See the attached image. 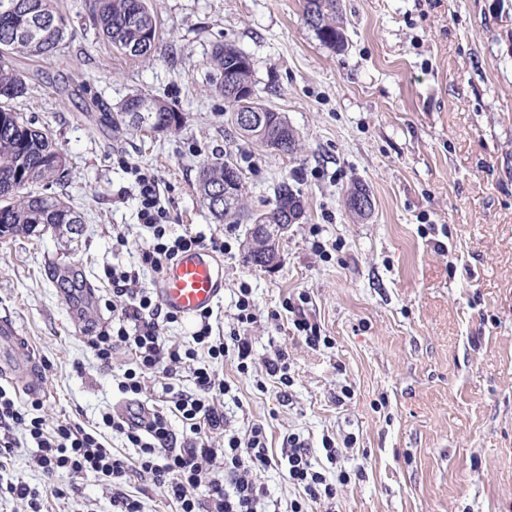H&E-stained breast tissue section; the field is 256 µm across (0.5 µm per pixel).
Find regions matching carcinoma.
Returning <instances> with one entry per match:
<instances>
[{
    "label": "carcinoma",
    "mask_w": 512,
    "mask_h": 512,
    "mask_svg": "<svg viewBox=\"0 0 512 512\" xmlns=\"http://www.w3.org/2000/svg\"><path fill=\"white\" fill-rule=\"evenodd\" d=\"M0 234H33L38 229H63L70 234L82 230L83 218L57 196L31 190L39 184L57 183L65 178L66 158L48 134L14 110V103L28 91L27 76L15 69L12 59L19 55L49 59L63 48L66 26L55 0H0ZM342 0H303L306 23L316 36L333 49L345 45L340 26ZM89 20L98 35L112 48L131 58L154 56L157 22L147 0H89ZM215 74L210 84L230 112L239 101L224 93V81L243 90L254 87L253 64L234 43H219L213 48ZM256 112L268 115L272 132L289 129L286 117L259 104ZM146 112L154 128L168 133L177 129L181 115L172 104L141 94L129 96L120 112L105 113L112 125L141 130L124 118L126 114ZM236 168L231 162L207 163L200 170L197 192L200 201L219 223L241 224L251 213L240 207L224 209V169Z\"/></svg>",
    "instance_id": "cac0c4a2"
}]
</instances>
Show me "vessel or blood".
Masks as SVG:
<instances>
[{
  "instance_id": "b4317fda",
  "label": "vessel or blood",
  "mask_w": 512,
  "mask_h": 512,
  "mask_svg": "<svg viewBox=\"0 0 512 512\" xmlns=\"http://www.w3.org/2000/svg\"><path fill=\"white\" fill-rule=\"evenodd\" d=\"M159 304L179 317L190 319L212 309L224 294V259L216 252L194 248L182 253L168 264L156 282ZM66 304L82 315H89L96 299L94 288L66 292ZM18 341L11 323L0 322V370L25 374L27 395L40 394L42 379L34 364L15 358Z\"/></svg>"
}]
</instances>
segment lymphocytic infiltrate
Instances as JSON below:
<instances>
[{
  "mask_svg": "<svg viewBox=\"0 0 512 512\" xmlns=\"http://www.w3.org/2000/svg\"><path fill=\"white\" fill-rule=\"evenodd\" d=\"M140 203L139 219L152 233V238L139 253L141 267L161 272L184 250L206 245L198 234L175 237L167 233L166 208L154 178L136 173ZM112 295L121 301L115 328H101L91 338V346L101 365L112 362L117 347H126L136 356L134 369L125 372L118 388L122 393L138 396L144 393V377L149 373L176 374L184 366H192L196 394L173 393L172 412L178 413L185 426L181 444H174L167 414L153 411L148 424L130 425L122 417L102 414L104 427L125 436L136 450L140 473L163 488L167 498L176 503L179 512H266L263 488L258 472L271 467L267 434L263 425H253L245 435L228 436L225 447L214 448L206 442L208 433L226 430L227 420L221 398L224 381L206 367L196 366L200 352L211 358L234 355L240 371H247L252 345L245 336H235L231 346L214 343L210 313L200 316V324L190 341L166 344L161 326L176 322L175 314L165 311L149 289L139 287L138 269H113ZM23 429L39 449L38 468L48 476L66 474L72 477L92 474L109 481L125 477L129 471L127 457L105 448L100 433L68 421L47 426L42 418L31 416L20 407L15 395L0 387V455L13 451L15 443L6 433ZM288 481L300 495L290 503V512H308L309 503L336 496L335 485L328 483L311 461L306 444L299 437L288 439ZM223 465V479L208 478L209 470Z\"/></svg>",
  "mask_w": 512,
  "mask_h": 512,
  "instance_id": "lymphocytic-infiltrate-1",
  "label": "lymphocytic infiltrate"
}]
</instances>
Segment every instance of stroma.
I'll list each match as a JSON object with an SVG mask.
<instances>
[{
    "label": "stroma",
    "mask_w": 512,
    "mask_h": 512,
    "mask_svg": "<svg viewBox=\"0 0 512 512\" xmlns=\"http://www.w3.org/2000/svg\"><path fill=\"white\" fill-rule=\"evenodd\" d=\"M56 5L66 47L13 59L29 83L16 108L66 156L64 181L47 191L81 213L83 229L0 236V322L44 370L39 416L90 428L125 399L117 384L131 351L117 348L103 367L89 340L112 323L111 269L135 265L151 237L135 166L158 182L172 235L226 243L210 323L221 341L247 336L252 363L245 374L230 355L197 363L227 384L233 431L264 425L277 461L288 437L304 440L337 485L312 512H512V0H342L340 50L308 27L302 0H149L160 43L149 61L97 38L85 0ZM226 40L252 60L263 104L294 129L293 154L239 135L211 93L212 49ZM135 93L173 104L179 128H111L105 112ZM226 160L250 212L267 209L283 181L304 196L306 217L283 234L273 270L247 261L249 224L217 223L199 201L201 165ZM356 183L375 201L365 219L345 206ZM64 265L94 286V319L62 300L52 273ZM243 288L251 325L236 320ZM297 306L319 324V345L295 330ZM278 351L284 383L266 371ZM14 437L0 485L41 491L43 512H112L110 481L47 477L23 431ZM52 484L64 496L48 494Z\"/></svg>",
    "instance_id": "1"
}]
</instances>
